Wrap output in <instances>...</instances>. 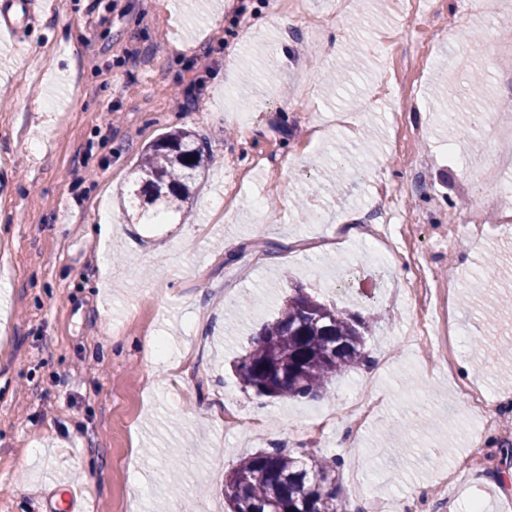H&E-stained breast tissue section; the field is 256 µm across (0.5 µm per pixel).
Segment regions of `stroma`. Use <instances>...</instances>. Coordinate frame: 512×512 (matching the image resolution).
Listing matches in <instances>:
<instances>
[{"label": "stroma", "instance_id": "obj_1", "mask_svg": "<svg viewBox=\"0 0 512 512\" xmlns=\"http://www.w3.org/2000/svg\"><path fill=\"white\" fill-rule=\"evenodd\" d=\"M403 2L58 0L0 37V512L69 486L79 512H227L225 474L274 448L341 457L347 512L418 485L446 512H512V406L490 431L461 390L512 397V229L468 174L493 159L512 181L489 129L512 124V50L491 47L512 0ZM175 129L217 159L190 220L121 223ZM473 211L495 237L459 235ZM298 288L369 323L379 376L323 401L241 389L237 358ZM235 300L253 310L230 322ZM352 393L382 402L347 448ZM226 405L260 427L210 417Z\"/></svg>", "mask_w": 512, "mask_h": 512}]
</instances>
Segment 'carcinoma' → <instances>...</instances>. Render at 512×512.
I'll list each match as a JSON object with an SVG mask.
<instances>
[{
	"label": "carcinoma",
	"mask_w": 512,
	"mask_h": 512,
	"mask_svg": "<svg viewBox=\"0 0 512 512\" xmlns=\"http://www.w3.org/2000/svg\"><path fill=\"white\" fill-rule=\"evenodd\" d=\"M207 162L205 142L192 131L169 132L149 145L132 173L136 212L124 210L127 223L180 214ZM368 328L298 289L236 360L235 371L243 390L258 397L328 398L337 376L367 361ZM338 465L336 457L259 451L225 475L224 500L229 512H345Z\"/></svg>",
	"instance_id": "obj_1"
}]
</instances>
